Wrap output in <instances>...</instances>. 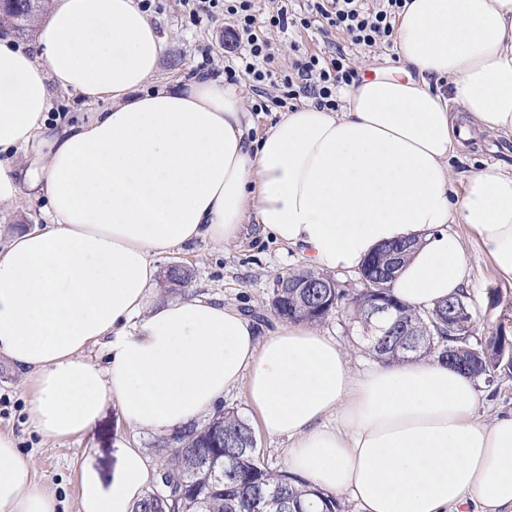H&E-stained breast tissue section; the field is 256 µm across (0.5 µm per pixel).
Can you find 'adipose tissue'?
I'll list each match as a JSON object with an SVG mask.
<instances>
[{
	"label": "adipose tissue",
	"mask_w": 512,
	"mask_h": 512,
	"mask_svg": "<svg viewBox=\"0 0 512 512\" xmlns=\"http://www.w3.org/2000/svg\"><path fill=\"white\" fill-rule=\"evenodd\" d=\"M163 51L136 0H56L33 43L0 37V205L46 203L42 228L0 251V355L33 387L32 429L84 434L113 401L133 430L168 436L240 389L288 437L289 472L361 512H512V415L475 420L474 378L430 357L357 375L311 325L262 338L218 299L154 292L158 257L237 241L252 218L325 271L417 240L391 284L417 309L466 286L451 224L512 281V168L481 163L458 193L448 167L474 134L512 135V0H410L398 67L255 138L236 85L157 82ZM59 90L105 107L54 119ZM149 476L138 448L108 487L83 466L77 512H134ZM58 506L0 432V512Z\"/></svg>",
	"instance_id": "ef3b65f1"
}]
</instances>
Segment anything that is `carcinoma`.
<instances>
[{"instance_id":"carcinoma-1","label":"carcinoma","mask_w":512,"mask_h":512,"mask_svg":"<svg viewBox=\"0 0 512 512\" xmlns=\"http://www.w3.org/2000/svg\"><path fill=\"white\" fill-rule=\"evenodd\" d=\"M47 0H12L0 10V34H27L45 9ZM303 280L329 281L323 273L303 270L279 278L273 289L272 308L279 318L290 322L317 325L339 311V303L349 302L354 322L364 331L368 309L360 306L363 293H339L336 304L323 297L304 307L300 289L292 284ZM447 301L432 310H415L402 303L396 316L404 326L403 334L393 336L378 349L366 336V349L384 363L407 361L405 344L429 335L436 348L420 351L446 364L452 362L474 378L493 372L512 370V337L499 333L485 342L460 344V351L448 358L449 336L436 329L435 322ZM251 425L233 409L220 411L206 425L195 424L161 441L165 457L157 472L155 485L137 504L135 512H313V500L320 502L319 512H342L336 496L308 486L287 474L274 471L260 458Z\"/></svg>"}]
</instances>
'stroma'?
Here are the masks:
<instances>
[{"instance_id":"obj_1","label":"stroma","mask_w":512,"mask_h":512,"mask_svg":"<svg viewBox=\"0 0 512 512\" xmlns=\"http://www.w3.org/2000/svg\"><path fill=\"white\" fill-rule=\"evenodd\" d=\"M149 16L157 23L165 40L159 79L190 81L205 49L213 58L215 74H223L224 64L230 57L229 22L223 15L196 17L191 15L184 0H157V7L150 10ZM273 39L280 48L277 70L282 74L287 73L295 52L326 56L339 45L346 47L357 69L368 66L386 69L396 64L391 48L365 50L348 45L344 35L322 21L307 29L297 27L284 34L275 33ZM482 161H497L511 167L512 136L488 137L480 151L463 150L450 158L455 191H462L468 174ZM448 230L464 240L466 289L476 311L474 337L485 339L500 332L512 336V284L497 275L480 248L469 240L465 225L452 224ZM156 264L163 273L178 264L190 274L185 287L173 289L160 285L159 296L173 297L193 292L220 296L225 305L247 314L262 335L280 323L272 310L273 288L278 277L307 267L296 250L274 240L253 222L237 242L216 245L199 241L159 257ZM318 330L336 341L353 370L361 371L374 365V358L356 347V331L347 311H339L320 324ZM477 388L478 398L473 409L476 420L489 422L496 416L512 413V373H501L490 383L478 381ZM29 392V387L15 376L10 363L0 357V432L13 434L38 481L56 495L61 512H76V479L83 465L94 467L103 483L111 484L122 448H142L149 458L151 470H158V437L140 435L129 428L116 403H107L84 435L47 440L35 433L27 422ZM221 405L234 408L254 426L257 447L265 463L271 468L286 470L287 437H273L260 429L257 415L248 408L242 391L229 393Z\"/></svg>"}]
</instances>
